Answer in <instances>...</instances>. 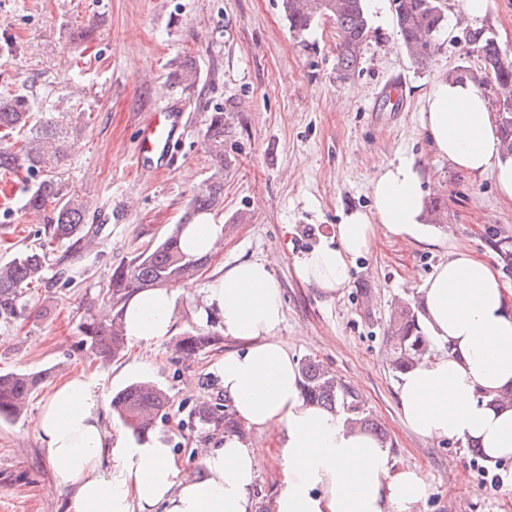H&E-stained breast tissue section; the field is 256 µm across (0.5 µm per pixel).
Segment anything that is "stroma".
<instances>
[{"label":"stroma","mask_w":512,"mask_h":512,"mask_svg":"<svg viewBox=\"0 0 512 512\" xmlns=\"http://www.w3.org/2000/svg\"><path fill=\"white\" fill-rule=\"evenodd\" d=\"M443 8L447 25L433 66L412 67L387 4L384 19L370 21L362 63L343 80L333 21L320 19L294 36L281 0H0V93L27 94L38 119L61 128L84 124L80 140L49 169L82 196L87 223L100 228L77 261L52 245L45 282L30 294L31 314L0 330V372L44 375L23 416L0 420V512H65L59 478L34 432L58 383L83 373L108 399L139 380L129 368L132 350L111 360L91 355L81 319L102 303L117 266L181 223L207 176L204 124L219 108L232 162L215 218L226 233L192 288L182 289L176 334L154 345L147 375L171 396L154 427L186 472L224 435L199 422L194 409L203 401L226 405L211 366L237 347L218 320L194 317L192 290L238 261L268 259L283 300L279 339L298 361H319L362 394L396 466L421 470L430 482L420 512H512V462L489 469L460 442L407 431L399 418V377L384 355L394 304L416 301L417 288L449 249L494 262L488 230L512 235V203L500 198L492 177L456 172L420 122L423 96L438 78L459 69L483 73L470 32L489 30L512 59V0H487L478 18L466 13L464 0H444ZM172 100L182 103L187 121L163 169L140 175V127ZM402 155L422 162L427 196L445 199L441 224L430 225L421 241L378 232L370 251L355 259L342 295L302 282L297 260L330 240L344 215L369 210L378 165ZM29 187L24 173L0 171V224L8 226L0 259L36 243L42 229L23 208ZM200 328L215 340L186 358L177 339ZM278 437L274 428L246 436L257 461L254 512H274L282 480Z\"/></svg>","instance_id":"35a3bbf8"}]
</instances>
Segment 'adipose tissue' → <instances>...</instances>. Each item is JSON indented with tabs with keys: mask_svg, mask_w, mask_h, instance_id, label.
Here are the masks:
<instances>
[{
	"mask_svg": "<svg viewBox=\"0 0 512 512\" xmlns=\"http://www.w3.org/2000/svg\"><path fill=\"white\" fill-rule=\"evenodd\" d=\"M421 124L454 169L492 175L512 202V158L503 156L489 102L475 85L440 78L424 99ZM371 197L370 210L343 217L334 244L298 261L303 282L340 292L378 230L424 235V173L414 157L380 166ZM417 293L438 350L400 378L403 425L428 441L477 445L491 466L512 460V406L494 402L512 390V291L490 262L453 250ZM179 294L175 285L132 294L124 305L128 341L146 350L172 336ZM213 314L224 335L242 344L215 366L234 412L246 428L280 430L275 512H413L425 501L430 484L422 472L395 468L378 437L304 399L298 364L276 335L284 310L271 261L243 260L209 280L196 317ZM104 418L103 396L82 374L59 383L42 406L36 431L70 490L65 512H252L257 464L244 439L225 435L188 475L163 433L114 434Z\"/></svg>",
	"mask_w": 512,
	"mask_h": 512,
	"instance_id": "adipose-tissue-1",
	"label": "adipose tissue"
}]
</instances>
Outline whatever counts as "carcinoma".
<instances>
[{
	"mask_svg": "<svg viewBox=\"0 0 512 512\" xmlns=\"http://www.w3.org/2000/svg\"><path fill=\"white\" fill-rule=\"evenodd\" d=\"M398 32L415 70H424L437 45V36L445 28L447 17L442 0H391ZM289 30L296 36L308 32L324 16L336 24L339 37L337 72L341 79L353 74L361 63L363 47L370 34L365 0H282ZM473 42L490 69L494 85L512 91V60L500 55L494 37L482 30L473 34ZM27 129L28 141L14 153L1 143L17 130ZM224 111L210 114L204 142L211 158L210 175L201 191L192 199L185 219L198 213L223 208L224 170L230 160L224 154ZM83 133L80 125L70 131L53 129L52 125L35 119L34 102L24 94L0 98V170L24 169L37 178L29 191L24 207L42 217L44 234L51 242L66 245L73 256L81 255L95 241L99 228L85 223L82 198L63 188L48 174L52 158L63 156L71 142ZM488 238L501 261L503 274H512V237L493 228ZM47 252L42 248H26L0 262V327L14 325L24 315L30 290L44 281ZM207 262L205 258L186 255L178 244V229L164 239L149 245L128 262L114 269L107 290L109 311L103 318L88 314L82 332L90 341L93 353L102 359L116 358L126 347L123 305L135 291L162 287L192 278ZM212 336L187 333L179 342L181 352L192 357L210 346ZM435 345L420 327L419 307L410 303L395 308L389 315L385 351L392 372L400 374L431 357ZM302 386L307 401L330 410H339L356 424L385 437L381 424L365 408L360 395L336 379L322 364L308 359L301 365ZM42 374L15 371L0 374V418L21 416L30 396L37 390ZM170 402L168 394L148 382L134 383L112 396V412L121 424L136 433L151 429L156 416ZM198 419L210 425L238 428L231 405L224 413L207 403L195 412Z\"/></svg>",
	"mask_w": 512,
	"mask_h": 512,
	"instance_id": "obj_1",
	"label": "carcinoma"
}]
</instances>
